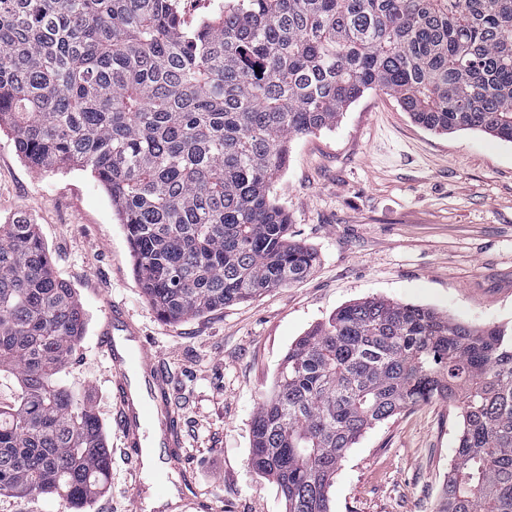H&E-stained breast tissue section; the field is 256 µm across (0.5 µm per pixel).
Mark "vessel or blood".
Listing matches in <instances>:
<instances>
[{"label": "vessel or blood", "instance_id": "obj_1", "mask_svg": "<svg viewBox=\"0 0 512 512\" xmlns=\"http://www.w3.org/2000/svg\"><path fill=\"white\" fill-rule=\"evenodd\" d=\"M98 344L112 370L113 419L131 465L127 491L133 497L143 492L141 451L150 448L164 469L156 478L155 490L158 496H166L170 474L181 471L178 449L183 439L171 405L164 357L143 343L137 326L115 304L106 311Z\"/></svg>", "mask_w": 512, "mask_h": 512}]
</instances>
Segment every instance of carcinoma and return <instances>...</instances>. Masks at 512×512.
Here are the masks:
<instances>
[{"instance_id":"1","label":"carcinoma","mask_w":512,"mask_h":512,"mask_svg":"<svg viewBox=\"0 0 512 512\" xmlns=\"http://www.w3.org/2000/svg\"><path fill=\"white\" fill-rule=\"evenodd\" d=\"M376 88L429 130L512 142V0H230L191 28L178 0H0V124L29 164L91 171L171 322L310 273L274 179L294 138ZM85 330L36 225L0 224V374L20 391L0 407V495L86 512L109 487L103 425L61 378ZM433 400L462 418L436 512H512V325L384 298L289 348L250 464L285 512H332L358 438Z\"/></svg>"}]
</instances>
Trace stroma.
Returning <instances> with one entry per match:
<instances>
[{
  "mask_svg": "<svg viewBox=\"0 0 512 512\" xmlns=\"http://www.w3.org/2000/svg\"><path fill=\"white\" fill-rule=\"evenodd\" d=\"M290 234L312 246L300 282L169 322L146 299L125 230L90 171L26 164L0 130V224L33 218L56 275L87 316L65 384L84 396L113 451L110 488L87 512H144L126 496L107 359L97 343L107 302L123 306L165 357L183 457L207 512H285L250 464L251 424L289 348L340 307L385 298L476 328L512 324V142L438 134L368 90L329 130L294 139L272 187ZM459 411L417 405L368 429L330 489L332 512H435L453 463Z\"/></svg>",
  "mask_w": 512,
  "mask_h": 512,
  "instance_id": "35a3bbf8",
  "label": "stroma"
}]
</instances>
